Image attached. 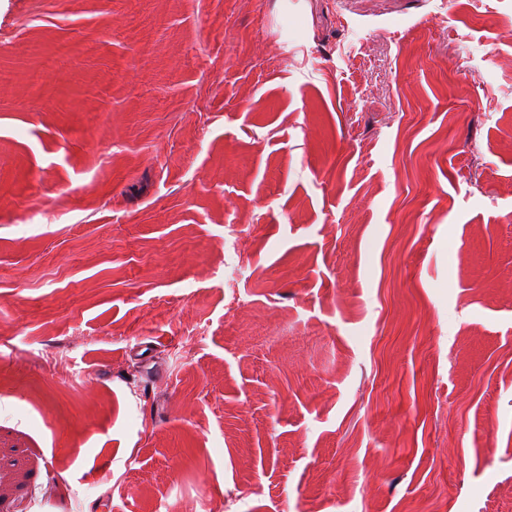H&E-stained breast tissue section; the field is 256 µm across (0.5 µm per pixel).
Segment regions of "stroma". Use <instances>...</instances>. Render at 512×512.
Masks as SVG:
<instances>
[{
    "label": "stroma",
    "instance_id": "35a3bbf8",
    "mask_svg": "<svg viewBox=\"0 0 512 512\" xmlns=\"http://www.w3.org/2000/svg\"><path fill=\"white\" fill-rule=\"evenodd\" d=\"M188 499L512 512V0H0V512Z\"/></svg>",
    "mask_w": 512,
    "mask_h": 512
}]
</instances>
